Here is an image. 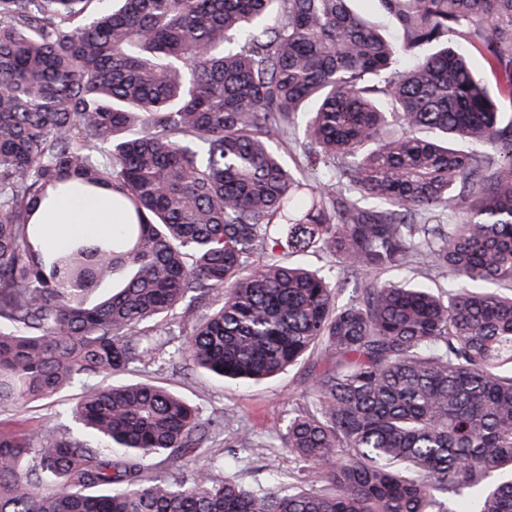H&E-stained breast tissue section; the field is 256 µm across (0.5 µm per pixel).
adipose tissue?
<instances>
[{
  "mask_svg": "<svg viewBox=\"0 0 512 512\" xmlns=\"http://www.w3.org/2000/svg\"><path fill=\"white\" fill-rule=\"evenodd\" d=\"M40 221L47 225L52 241L61 246L77 236L111 230L123 217L105 194H69L50 203L41 212Z\"/></svg>",
  "mask_w": 512,
  "mask_h": 512,
  "instance_id": "obj_1",
  "label": "adipose tissue"
}]
</instances>
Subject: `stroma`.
Wrapping results in <instances>:
<instances>
[{"label":"stroma","mask_w":512,"mask_h":512,"mask_svg":"<svg viewBox=\"0 0 512 512\" xmlns=\"http://www.w3.org/2000/svg\"><path fill=\"white\" fill-rule=\"evenodd\" d=\"M171 329L173 334L169 343L157 352L151 363L133 372L114 375V382H151L182 396L201 415L224 412L230 419L224 438L201 449L200 462L224 459L225 479L248 486L269 487L286 481L289 473L295 471L296 462L285 448L282 434L308 389V363H300L281 375L248 384L223 381L190 369L175 372L171 369L172 354L188 328L175 323ZM82 390V383L77 382L65 386L51 399L31 403L24 412L2 410L0 427L30 433L67 431L73 425L70 410ZM242 426L251 432L254 445L237 449L235 460H228L224 443Z\"/></svg>","instance_id":"stroma-1"}]
</instances>
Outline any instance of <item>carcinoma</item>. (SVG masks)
I'll use <instances>...</instances> for the list:
<instances>
[{
	"instance_id": "1",
	"label": "carcinoma",
	"mask_w": 512,
	"mask_h": 512,
	"mask_svg": "<svg viewBox=\"0 0 512 512\" xmlns=\"http://www.w3.org/2000/svg\"><path fill=\"white\" fill-rule=\"evenodd\" d=\"M352 2L0 0V409L147 364L175 314L219 377L330 358L291 482L196 466L224 418L162 386L88 385L104 447L0 429V512H512V84L455 47L511 73L512 0H377L396 39ZM73 191L126 223L57 247ZM416 263L443 292L381 279Z\"/></svg>"
}]
</instances>
